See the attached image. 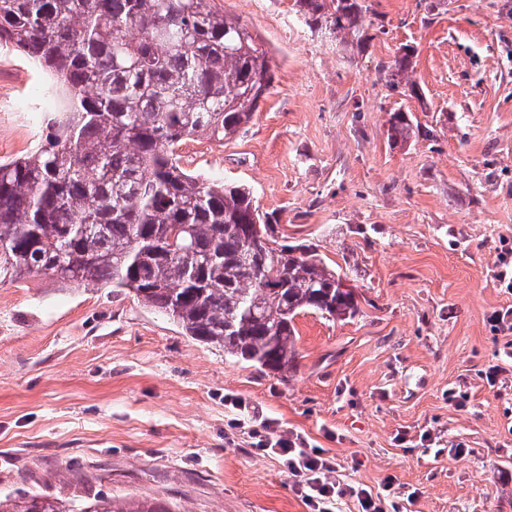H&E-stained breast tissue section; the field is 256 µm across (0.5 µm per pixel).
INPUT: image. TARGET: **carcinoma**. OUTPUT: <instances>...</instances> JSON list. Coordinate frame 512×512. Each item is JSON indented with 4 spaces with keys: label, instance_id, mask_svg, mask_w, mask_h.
<instances>
[{
    "label": "carcinoma",
    "instance_id": "1",
    "mask_svg": "<svg viewBox=\"0 0 512 512\" xmlns=\"http://www.w3.org/2000/svg\"><path fill=\"white\" fill-rule=\"evenodd\" d=\"M306 24L346 45L370 40L366 0H294ZM0 44L47 68L64 110L45 144L0 164V283L48 274L64 285L134 292L191 339L286 374L294 319L347 320L354 289L316 255L274 239L249 189L184 170L175 148L222 141L251 122L273 79L263 43L215 0H0ZM415 49L394 75L416 92ZM417 127L390 113L388 137ZM169 497L97 495L83 507L50 493L0 497V512H179Z\"/></svg>",
    "mask_w": 512,
    "mask_h": 512
}]
</instances>
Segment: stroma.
<instances>
[{
  "mask_svg": "<svg viewBox=\"0 0 512 512\" xmlns=\"http://www.w3.org/2000/svg\"><path fill=\"white\" fill-rule=\"evenodd\" d=\"M355 51L293 0H216L262 41L273 81L224 143L176 149L187 172L245 185L280 243L346 273L360 313L299 315L288 377L186 336L129 291L44 275L0 283V494L168 492L185 512H308L273 456L229 430L225 394L334 457L345 482L393 478L406 512H512V0H367ZM417 50L418 94L391 86ZM50 72L0 45V161L35 152L23 112ZM419 132L387 136L391 112ZM503 367L488 384L489 365ZM466 396L448 401L449 390ZM429 441H422V434ZM465 456H449L456 444ZM399 52L400 55L397 54L395 56L393 64L388 66L387 69L394 68L395 70L392 71L394 73L391 75L397 76L399 82L405 80V86L407 87V90L411 93L417 94L416 85L414 82H410L411 79L409 78V73L414 69L415 49L409 44H403L398 48V53Z\"/></svg>",
  "mask_w": 512,
  "mask_h": 512,
  "instance_id": "1",
  "label": "stroma"
}]
</instances>
